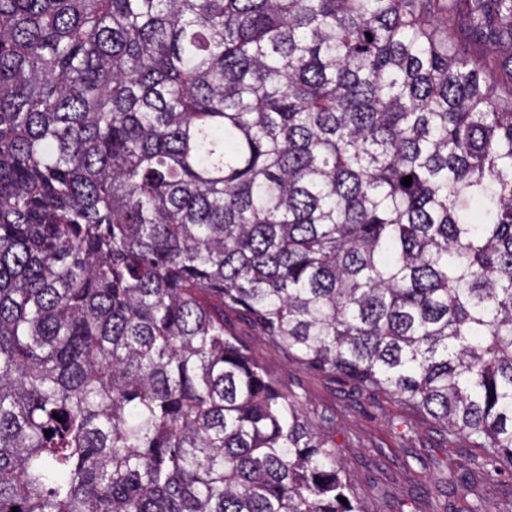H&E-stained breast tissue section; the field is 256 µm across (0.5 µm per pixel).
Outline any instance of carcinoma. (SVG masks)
<instances>
[{"label":"carcinoma","mask_w":512,"mask_h":512,"mask_svg":"<svg viewBox=\"0 0 512 512\" xmlns=\"http://www.w3.org/2000/svg\"><path fill=\"white\" fill-rule=\"evenodd\" d=\"M239 310L512 474V0H0V512H386Z\"/></svg>","instance_id":"1"}]
</instances>
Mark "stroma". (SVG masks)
<instances>
[{
    "instance_id": "stroma-1",
    "label": "stroma",
    "mask_w": 512,
    "mask_h": 512,
    "mask_svg": "<svg viewBox=\"0 0 512 512\" xmlns=\"http://www.w3.org/2000/svg\"><path fill=\"white\" fill-rule=\"evenodd\" d=\"M237 339L259 357L271 378L297 393L317 419L334 423L337 439L347 440L344 454L357 475L360 497L373 482H387L393 512H430L433 500L448 504V512H467L470 503L483 501L487 512L512 499V475L475 474V488L467 498L436 492L427 462L430 456L463 461L470 453L465 438L446 443L431 418L412 413L378 394L354 393L350 383L305 370L287 351L267 341L246 321L233 318Z\"/></svg>"
}]
</instances>
